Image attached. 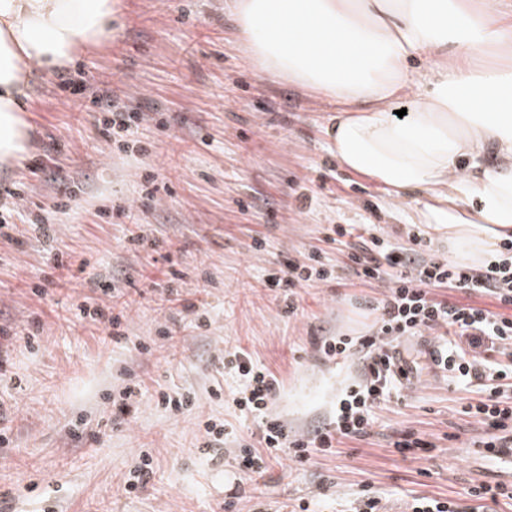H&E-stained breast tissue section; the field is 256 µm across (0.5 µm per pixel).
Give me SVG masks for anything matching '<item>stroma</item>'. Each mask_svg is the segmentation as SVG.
<instances>
[{
  "instance_id": "35a3bbf8",
  "label": "stroma",
  "mask_w": 512,
  "mask_h": 512,
  "mask_svg": "<svg viewBox=\"0 0 512 512\" xmlns=\"http://www.w3.org/2000/svg\"><path fill=\"white\" fill-rule=\"evenodd\" d=\"M225 0H123L117 30L78 56L88 79L109 82L127 104L142 107L158 129L148 153L114 151L95 137L96 115L81 96L61 91L57 76L30 81L27 160L0 170V186L29 189L18 211L49 218L50 236L20 223L0 236V324L33 330L34 344L7 347L12 379L0 403L17 408L0 444V504L6 512H224L239 492V512H352L364 485L390 507L412 497L462 501L474 485L505 480L499 464L472 448L481 428L463 416L473 385L424 370L401 398L377 410L373 434L347 440L333 455L305 465L271 464L246 480L231 456L197 446L199 425L225 421L240 441L257 443L256 421L226 404L244 382L222 368L240 348L273 371L283 387L274 410L293 430L325 423L339 391L359 373L319 358L330 336L368 334L383 288L359 284L346 246L329 240L336 224H372L391 243H412L409 206H394L375 183L340 166L324 129L330 104L258 72L240 46ZM59 154L31 174L44 145ZM153 167L160 188L140 207L147 241L128 242L121 208L139 202L140 177ZM71 194L67 213L53 210L58 182ZM263 238L261 250L252 247ZM321 250L334 279L307 283L287 316L269 272ZM74 263L72 288L57 287L56 253ZM112 284L137 296L127 315L132 342L113 345L102 325L77 320L74 304L100 298ZM42 287L43 296L32 293ZM178 293L156 305L162 290ZM150 352L136 349V342ZM144 381L135 412L112 415L126 371ZM195 392L198 407L173 417L156 407L158 388ZM223 388L224 399L212 392ZM410 428L430 450L398 452ZM147 452L155 474L137 494L121 487L136 456Z\"/></svg>"
}]
</instances>
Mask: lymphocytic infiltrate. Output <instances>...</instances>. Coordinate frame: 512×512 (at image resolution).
Wrapping results in <instances>:
<instances>
[{"label":"lymphocytic infiltrate","mask_w":512,"mask_h":512,"mask_svg":"<svg viewBox=\"0 0 512 512\" xmlns=\"http://www.w3.org/2000/svg\"><path fill=\"white\" fill-rule=\"evenodd\" d=\"M58 79L61 90L86 97L89 111L98 113L96 131L100 137L112 139L118 151L146 153L149 137L143 113L115 95L108 83H88L80 68L61 72ZM413 243L415 248L408 253L374 236L360 240L348 255L361 284L371 287L382 283L386 289L374 309L372 334L356 340L330 337L317 345L326 358L356 354L362 361L361 375L338 397L329 424L306 434L289 429L271 412L282 388L277 375L259 366L244 350L225 352L226 367L244 381L233 404L253 415L260 429L258 444L245 443L237 450L243 472L261 475L266 473L270 459L278 456L303 463L313 454L333 453L341 440L367 439L375 409L390 400L396 381L408 378L412 369L399 349L401 342L439 331L451 336L452 344L430 348L433 365L481 386L480 398L464 409L484 428L476 447H512V403L500 395L501 380L512 379V365L488 358L498 344L512 341V239L502 244L506 258L478 268L430 256L431 246L421 237H414ZM332 277V268L323 262L320 252L314 251L305 262L288 261L285 269L271 273L267 282L282 291L285 310L293 314L299 287ZM444 288L451 289V296H441ZM102 291L111 296L110 305L91 310L83 306L79 312L102 324L113 342L122 343L126 339L123 314L130 302L121 289L111 285H103ZM465 497L462 504L415 498L405 512H493L491 505L498 498L512 499V485L483 483L469 488Z\"/></svg>","instance_id":"f902f5d3"}]
</instances>
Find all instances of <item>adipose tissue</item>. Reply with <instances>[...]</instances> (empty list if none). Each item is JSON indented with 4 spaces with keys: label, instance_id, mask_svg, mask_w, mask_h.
<instances>
[{
    "label": "adipose tissue",
    "instance_id": "adipose-tissue-1",
    "mask_svg": "<svg viewBox=\"0 0 512 512\" xmlns=\"http://www.w3.org/2000/svg\"><path fill=\"white\" fill-rule=\"evenodd\" d=\"M500 0H227L251 63L332 104L339 163L381 186L451 258L497 262L512 235V10ZM120 0H0V165L28 154L32 69L98 45ZM427 67L412 77L407 60ZM414 110L397 119V102Z\"/></svg>",
    "mask_w": 512,
    "mask_h": 512
}]
</instances>
